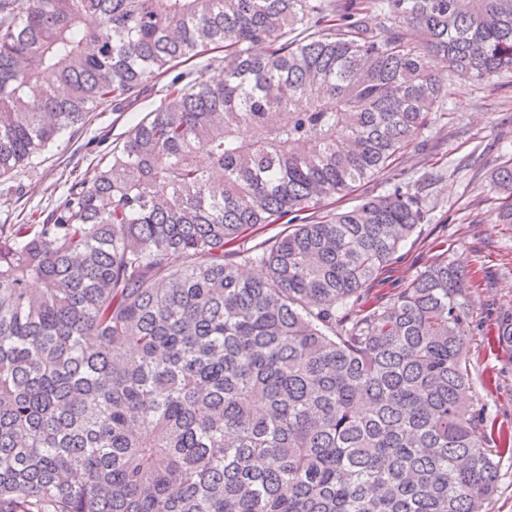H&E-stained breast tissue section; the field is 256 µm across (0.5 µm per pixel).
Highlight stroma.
<instances>
[{
  "label": "stroma",
  "mask_w": 512,
  "mask_h": 512,
  "mask_svg": "<svg viewBox=\"0 0 512 512\" xmlns=\"http://www.w3.org/2000/svg\"><path fill=\"white\" fill-rule=\"evenodd\" d=\"M434 74L448 94L444 119L422 136L419 151L405 153L397 174L382 173L341 200L358 205L367 195L390 192L395 180L420 183L427 220L417 240L408 242L393 270L370 285L371 300L386 299L424 270L443 248L468 272L473 319L466 340L474 403L495 427L512 426V359L492 331L497 312L512 307V224H493L500 204L489 190L493 170L512 156V74L496 86L460 77L432 56ZM154 108L152 98L131 112H96L77 135H62L28 165L0 177V224L14 223L20 210H48L64 197L69 173L85 174L95 155L112 149L121 134Z\"/></svg>",
  "instance_id": "1"
}]
</instances>
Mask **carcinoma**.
I'll return each mask as SVG.
<instances>
[{"label":"carcinoma","instance_id":"cac0c4a2","mask_svg":"<svg viewBox=\"0 0 512 512\" xmlns=\"http://www.w3.org/2000/svg\"><path fill=\"white\" fill-rule=\"evenodd\" d=\"M213 47L224 66L180 69ZM431 52L512 73V0H0V176L159 97L59 205L0 228V512L494 498L512 436L472 398L466 273L440 255L368 298L422 194L324 210L436 121ZM492 189L512 224V157ZM493 331L512 352V309Z\"/></svg>","mask_w":512,"mask_h":512}]
</instances>
